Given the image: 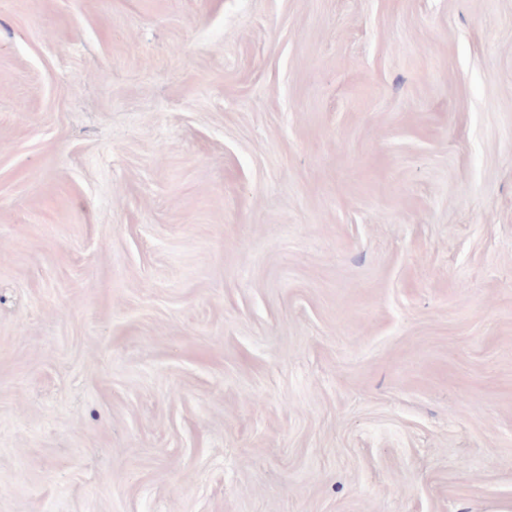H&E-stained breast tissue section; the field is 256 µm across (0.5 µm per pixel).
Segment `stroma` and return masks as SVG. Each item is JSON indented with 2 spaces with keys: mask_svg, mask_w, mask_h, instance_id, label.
I'll return each instance as SVG.
<instances>
[{
  "mask_svg": "<svg viewBox=\"0 0 512 512\" xmlns=\"http://www.w3.org/2000/svg\"><path fill=\"white\" fill-rule=\"evenodd\" d=\"M512 503V0H0V512Z\"/></svg>",
  "mask_w": 512,
  "mask_h": 512,
  "instance_id": "stroma-1",
  "label": "stroma"
}]
</instances>
